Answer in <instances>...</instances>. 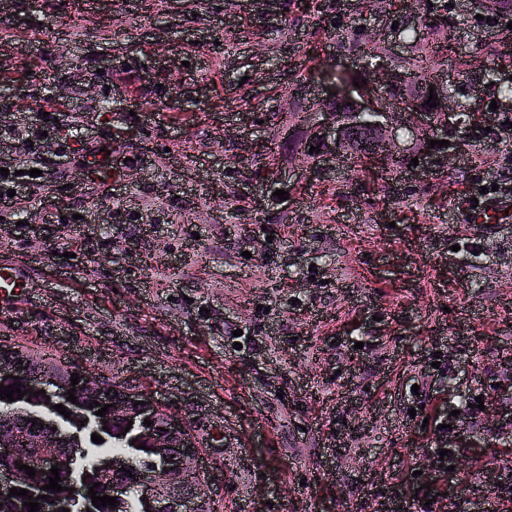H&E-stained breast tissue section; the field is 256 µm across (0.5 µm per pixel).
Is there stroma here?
I'll return each mask as SVG.
<instances>
[{
	"instance_id": "1",
	"label": "stroma",
	"mask_w": 512,
	"mask_h": 512,
	"mask_svg": "<svg viewBox=\"0 0 512 512\" xmlns=\"http://www.w3.org/2000/svg\"><path fill=\"white\" fill-rule=\"evenodd\" d=\"M319 3L0 10V106L18 104L21 126L56 113L71 147L60 158L45 145L50 185L28 212L0 211L12 243L0 261L25 262L29 279L0 341L47 343L191 422L214 512H392L418 483L434 512H512V223L481 233L459 208L512 168L497 141L512 106L492 103L512 60L452 117L450 172L401 178L389 195L286 149L281 100L299 81L309 101L326 97L322 71L352 62L336 21L371 40L394 22ZM456 3L467 57L494 38L470 0ZM107 140L108 182L84 168L86 147ZM262 143L280 146L281 170L252 196L239 190L256 167L243 149ZM436 445L459 449L455 473L433 470Z\"/></svg>"
}]
</instances>
